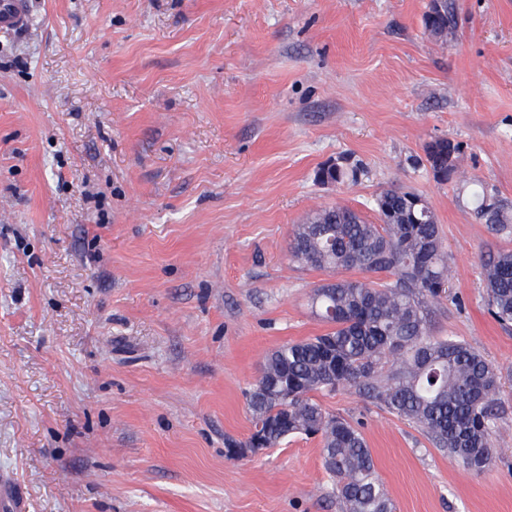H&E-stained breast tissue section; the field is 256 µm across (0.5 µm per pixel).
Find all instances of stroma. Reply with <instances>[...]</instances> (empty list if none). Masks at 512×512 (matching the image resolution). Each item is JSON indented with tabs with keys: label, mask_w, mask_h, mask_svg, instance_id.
Masks as SVG:
<instances>
[{
	"label": "stroma",
	"mask_w": 512,
	"mask_h": 512,
	"mask_svg": "<svg viewBox=\"0 0 512 512\" xmlns=\"http://www.w3.org/2000/svg\"><path fill=\"white\" fill-rule=\"evenodd\" d=\"M30 0L0 34V470L29 512H341L319 438L254 449L265 354L328 331L296 224L385 188L430 203L454 260L431 332L502 369L473 184L512 201V0ZM460 145L437 181L427 145ZM349 161L357 181L318 172ZM396 512H512V417L482 472L346 387ZM454 14L451 6L444 3L441 10L432 13V4L424 17L425 30L435 37L451 35L454 28Z\"/></svg>",
	"instance_id": "1"
}]
</instances>
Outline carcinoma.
<instances>
[{
	"mask_svg": "<svg viewBox=\"0 0 512 512\" xmlns=\"http://www.w3.org/2000/svg\"><path fill=\"white\" fill-rule=\"evenodd\" d=\"M425 30L452 34V7L427 11ZM479 183L468 205L474 220L512 237V203H492ZM400 188L374 198L377 221L340 203L294 226L291 259L317 270L356 269L366 277L314 288L312 308L331 331L268 353L245 391L253 431L247 448H275L289 436L321 438L322 460L342 512H395L360 430L326 411L314 394L355 387L377 407L420 428L432 445L477 473L496 458L493 435L506 417L501 371L468 343L432 336V304L447 293L453 261L432 207ZM484 300L512 324V251L482 260Z\"/></svg>",
	"mask_w": 512,
	"mask_h": 512,
	"instance_id": "1",
	"label": "carcinoma"
}]
</instances>
